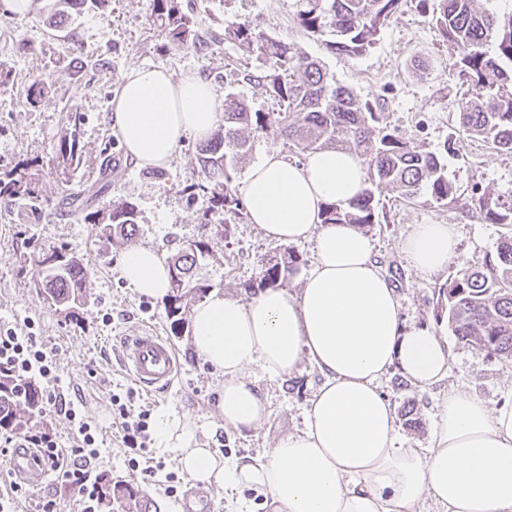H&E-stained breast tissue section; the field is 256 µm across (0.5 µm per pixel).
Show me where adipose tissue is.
<instances>
[{
	"mask_svg": "<svg viewBox=\"0 0 512 512\" xmlns=\"http://www.w3.org/2000/svg\"><path fill=\"white\" fill-rule=\"evenodd\" d=\"M219 116L208 83L139 66L122 75L108 119L135 164L158 168L186 137L208 139ZM365 179L361 160L340 149L302 162L270 153L252 164L244 184L249 222L284 244L314 241L315 259L299 293L269 287L247 301L216 293L192 314L194 349L222 378L216 410L225 426L249 430L266 414L251 367L283 377L307 360L323 382L303 429L262 454L228 461L203 447L181 416L163 412L154 443L194 482L251 490L272 512H421L428 500L435 512H512V405L494 409L452 389L429 447L395 444L397 416L381 380L395 368L430 388L447 377L450 352L445 337L404 328L372 239L322 221L327 203L350 201ZM400 247L430 276L458 256V229L415 224ZM120 272L141 296L160 302L169 293L168 264L153 248L128 250Z\"/></svg>",
	"mask_w": 512,
	"mask_h": 512,
	"instance_id": "1",
	"label": "adipose tissue"
}]
</instances>
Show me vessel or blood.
Listing matches in <instances>:
<instances>
[{"label":"vessel or blood","instance_id":"1","mask_svg":"<svg viewBox=\"0 0 512 512\" xmlns=\"http://www.w3.org/2000/svg\"><path fill=\"white\" fill-rule=\"evenodd\" d=\"M122 364L149 395L170 389L180 374V364L171 343L146 327L124 339ZM11 472L34 487L41 485L45 475L43 464L29 452L13 455Z\"/></svg>","mask_w":512,"mask_h":512}]
</instances>
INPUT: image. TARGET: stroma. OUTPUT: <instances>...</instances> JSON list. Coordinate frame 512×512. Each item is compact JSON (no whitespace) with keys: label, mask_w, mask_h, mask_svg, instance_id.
Wrapping results in <instances>:
<instances>
[{"label":"stroma","mask_w":512,"mask_h":512,"mask_svg":"<svg viewBox=\"0 0 512 512\" xmlns=\"http://www.w3.org/2000/svg\"><path fill=\"white\" fill-rule=\"evenodd\" d=\"M194 17L200 36L208 43L203 52L166 50L149 22L152 0H111L107 9L65 8L48 28L41 19L42 0H32L27 15H0V62L14 73V86L0 92V166L22 159L43 166L42 190L50 203L36 216L18 218L16 208L0 210V327L19 334H34L38 346L53 355L62 379L65 400L83 406L97 425L99 454L82 469L90 481L101 474L133 482L151 500L157 512H185L187 493L208 497L210 512H270L250 493L226 494L220 486H192L173 454L148 448L138 466L116 437L109 398L135 391L121 363V342L141 327L155 326L174 346L181 372L166 393L147 395L135 391V412L157 417L163 411L185 415L196 425V435L221 456L253 455L274 447L282 436L300 430L310 399L322 382L319 371L302 363L287 379L264 375L252 368L267 414L259 426L246 431L224 427L216 415L217 378L197 357L190 343V326L174 330L162 303L139 296L119 275L125 245L113 244L98 224L75 222L55 199L53 170L58 135L67 110L86 116L80 142L86 171L99 163L105 142L115 134L108 122L112 99L124 71L137 65L164 67L178 79L193 74L208 82L217 100L227 93L243 99L252 110L270 112L277 104L258 86L244 81L242 71L261 73L270 63L258 53H248L225 38L230 23L295 43L321 61L330 76L352 89L362 100L377 104L391 125L402 134L435 150L447 148L448 177L457 188V202L438 204L429 195L406 201L392 187L375 190L378 222L366 233L375 242V255L399 295L405 327H425L447 337L450 348L448 376L422 390L391 370L382 389L398 415L396 443L426 447L435 426L438 404L451 388L466 391L489 406L512 404V364L458 343L447 321L436 320L433 291L462 262L480 263L493 251L503 229L479 220L467 205L484 192L512 194V155L467 136L457 113L464 86L456 76L454 58L418 0H401L393 20L365 54L346 58L329 52L322 41L308 36L293 20V0H194ZM27 36L35 50L14 47ZM84 47L81 58L70 53L71 43ZM46 90L36 104L27 101L34 80ZM197 142L185 139L163 176L136 165L121 167L111 184L94 198L91 210H106L119 197L133 202L141 217L134 246H150L171 256L202 233L199 222L205 206L179 191L180 185L198 179ZM413 224H456L462 240L459 258L431 277L416 273L400 250V242ZM66 247L80 257L91 272L89 297L75 316L51 306L30 286L29 274L20 272L18 257L33 247ZM298 255V271L314 260L309 241L283 245L266 237L248 219L224 217V237L209 257L200 261L196 276L212 291L241 300L253 296L260 264L282 250ZM19 478L0 471V496L10 494ZM15 512H39L43 502L54 500L57 512H85V503L60 472L49 471L39 488L21 486Z\"/></svg>","instance_id":"35a3bbf8"}]
</instances>
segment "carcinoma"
Instances as JSON below:
<instances>
[{"label": "carcinoma", "instance_id": "carcinoma-1", "mask_svg": "<svg viewBox=\"0 0 512 512\" xmlns=\"http://www.w3.org/2000/svg\"><path fill=\"white\" fill-rule=\"evenodd\" d=\"M294 19L308 35L324 42L328 51L352 58L366 52L397 13L401 0H294ZM433 20L444 41L457 55L458 75L466 84V101L459 112V127L469 137L512 153V11L498 16L477 8V0H436ZM151 26L168 49H204L195 29L194 15L180 0H152ZM224 36L248 52L270 62L262 75L247 72L243 80L261 87L279 103L273 112H254L235 94L224 99V131L198 149L199 180L181 187L188 197L206 201L203 233L184 244L168 261L181 288L165 299L166 316L178 327L190 305L202 300L211 285L195 278L197 263L209 256L211 240L224 236V213L239 215L242 198L234 185L238 160L251 144L240 131L252 129L287 140L289 153L300 157L341 148L356 154L367 169V187L348 203H328L324 224H352L363 228L376 223L373 186L388 185L401 197L415 199L426 192L441 204L453 201L457 190L448 178L447 165L437 153L399 134L380 112L344 86L329 79L321 62L293 43L249 26L232 23ZM84 114L65 115L64 134L55 153V174L61 202L84 224H102L111 239L127 241L136 235L140 219L134 203L118 198L106 211H87L84 197V152L80 131ZM98 181L109 183L117 170L116 158L103 149ZM42 169L35 160L0 168V206L39 208L49 202L39 185ZM480 219L503 226L494 252L476 266H463L448 275L437 289L436 319L447 314L448 327L460 343L474 346L505 362L512 361V195L481 194L475 203ZM299 256L283 250L260 264L257 287L273 285L288 275ZM21 270L30 273L32 287L68 315L83 305L90 288V273L82 260L63 248H35L20 255ZM43 395L37 383L0 371V430L23 433L41 423ZM100 504L112 507L137 502L133 484L112 481L103 474L96 483Z\"/></svg>", "mask_w": 512, "mask_h": 512}]
</instances>
